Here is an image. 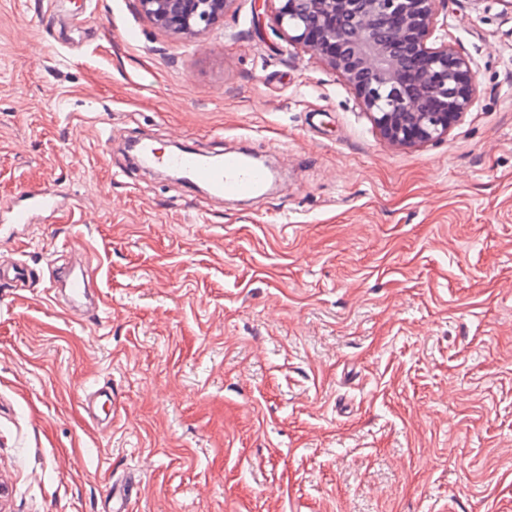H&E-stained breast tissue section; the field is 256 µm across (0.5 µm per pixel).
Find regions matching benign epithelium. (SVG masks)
Here are the masks:
<instances>
[{"label":"benign epithelium","mask_w":512,"mask_h":512,"mask_svg":"<svg viewBox=\"0 0 512 512\" xmlns=\"http://www.w3.org/2000/svg\"><path fill=\"white\" fill-rule=\"evenodd\" d=\"M233 0H134L155 28L192 40L224 18ZM290 45L339 73L381 139L416 147L446 135L473 108L472 62L435 36L446 0H275ZM393 99L380 105L382 96Z\"/></svg>","instance_id":"1"}]
</instances>
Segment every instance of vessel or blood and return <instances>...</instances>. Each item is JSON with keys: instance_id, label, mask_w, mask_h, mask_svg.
Returning <instances> with one entry per match:
<instances>
[{"instance_id": "vessel-or-blood-1", "label": "vessel or blood", "mask_w": 512, "mask_h": 512, "mask_svg": "<svg viewBox=\"0 0 512 512\" xmlns=\"http://www.w3.org/2000/svg\"><path fill=\"white\" fill-rule=\"evenodd\" d=\"M140 155L155 165L181 169L188 181L206 186L218 198L257 195L270 179L268 171L254 164L244 153H228L214 162L206 155L192 151L169 154L156 147L153 140L144 139L140 142ZM59 206L56 194L43 186L27 193L22 204L0 212V221L25 226L35 223L40 214L56 210ZM49 274L50 282L69 293L67 313L74 318L91 317V310L82 308L80 301L92 287L95 270L54 265L50 267ZM30 277L29 268L21 261L11 257L0 259L1 287H24Z\"/></svg>"}]
</instances>
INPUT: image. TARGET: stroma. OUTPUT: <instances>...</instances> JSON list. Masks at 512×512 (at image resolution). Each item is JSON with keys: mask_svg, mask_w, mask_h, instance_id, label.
Masks as SVG:
<instances>
[{"mask_svg": "<svg viewBox=\"0 0 512 512\" xmlns=\"http://www.w3.org/2000/svg\"><path fill=\"white\" fill-rule=\"evenodd\" d=\"M438 33L478 99L398 148L266 0L192 41L133 0H0V207L66 200L0 250L84 246L105 301L0 287V512H110L128 475L131 512H512V5L447 0ZM143 136L278 187L213 200Z\"/></svg>", "mask_w": 512, "mask_h": 512, "instance_id": "35a3bbf8", "label": "stroma"}]
</instances>
